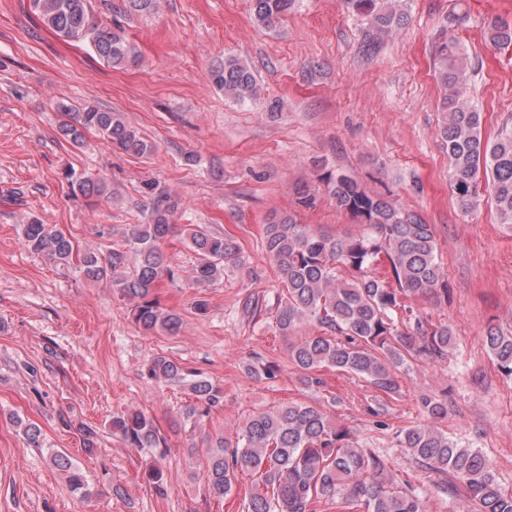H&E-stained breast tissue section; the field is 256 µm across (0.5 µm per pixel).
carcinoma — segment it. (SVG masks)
I'll use <instances>...</instances> for the list:
<instances>
[{"mask_svg":"<svg viewBox=\"0 0 512 512\" xmlns=\"http://www.w3.org/2000/svg\"><path fill=\"white\" fill-rule=\"evenodd\" d=\"M38 19L64 40L82 41L106 65L124 67L139 57L137 48L107 22L95 19L90 0H31ZM297 0H251L253 22L274 31L291 13ZM347 8L368 20L370 42L396 35L408 23L404 0H345ZM491 44L512 45V23L495 20L487 30ZM435 78L443 92L440 135L448 150L450 188L459 209L477 210L484 194L494 201L498 223L512 231V128H503L493 140L481 136L482 113L469 96L474 65L465 45L453 34L441 36L435 46ZM212 82L235 103H251L262 87L251 67L236 57L210 71ZM64 119L59 135L75 147L85 134L99 135L113 151L145 157L155 146L143 138L118 112L86 104L60 103ZM72 193L95 201L108 194L105 182L64 172ZM336 206L360 229L340 235L295 224L280 216L264 227L263 249L283 288L272 311V324L288 338L305 322L323 330L288 347L289 362L306 384L319 383L314 374L323 367L354 374L384 395L398 391L397 371L413 356L443 357L452 333L446 324H426L405 301L413 297L448 295L432 225L393 200L366 191L339 171L323 176ZM147 221L133 224L121 248L105 253L81 248L61 229L29 217L20 225L23 245L59 264H72L90 281H108L132 303L134 323L150 334L179 332L182 316L164 306L157 288L179 278L169 265L162 245L174 232L171 216L178 200L171 190L146 182ZM185 242L196 254L192 280L208 288L227 272L245 270L236 240L216 234L206 224H189ZM404 312L409 326L400 329L394 316ZM486 346L499 369L512 376V333L490 328ZM155 380L184 383L195 398L185 411L198 421L223 406L224 390L201 372L165 356L147 365ZM112 430L132 448L164 444L154 422L145 414L127 411L112 417ZM421 466L451 475L473 512H512V490L497 482L492 463L481 452L464 448L431 425H417L398 435ZM55 465L67 474L72 491L87 496L91 488L81 468L58 454ZM203 475L216 497L229 495L240 476L253 478L255 487L247 512H312L321 498L363 505L364 512H424L423 501L407 483L398 482L387 463L355 445L351 431L323 410L307 403H290L254 414L235 431V440L218 437L205 450Z\"/></svg>","mask_w":512,"mask_h":512,"instance_id":"1","label":"carcinoma"}]
</instances>
